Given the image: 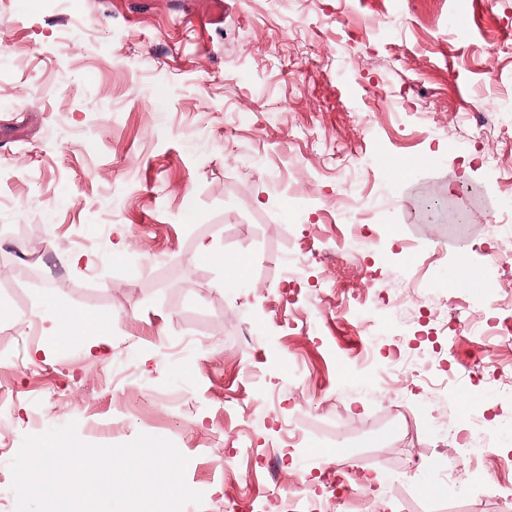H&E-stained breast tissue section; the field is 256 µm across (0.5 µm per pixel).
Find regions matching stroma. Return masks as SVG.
<instances>
[{"label": "stroma", "mask_w": 512, "mask_h": 512, "mask_svg": "<svg viewBox=\"0 0 512 512\" xmlns=\"http://www.w3.org/2000/svg\"><path fill=\"white\" fill-rule=\"evenodd\" d=\"M204 11V0H0V383L14 392L0 412V512H16L9 464L25 437L72 422L93 445L170 440L203 495L184 512H224L243 479L261 497L288 470L315 471L309 448L330 447L340 414L355 426L349 462L389 494L390 512H498L478 489L427 493L426 397L415 389L406 413L377 411L355 308L302 327L317 295L368 287L363 265L388 289L395 266L446 279L488 263L498 199L483 158L512 159V0H224L219 28L197 25ZM483 95L501 130L474 149L457 114ZM419 98L422 115L406 108ZM330 142L410 165L397 180L371 172L398 230H379L359 260L341 249L347 201ZM287 180L308 193L293 210L276 190ZM426 193L471 223H411ZM79 237L90 247L75 248ZM203 243L248 254L251 280L226 283ZM302 252L330 264L288 278L286 259ZM60 302L99 317L100 331L46 349ZM33 321L36 339L23 340ZM435 341L446 362L479 354L437 341L424 317L403 347ZM50 387L57 404L44 410ZM184 389L194 402L177 419L160 399ZM228 395L242 400L231 416ZM303 396L315 402L309 432L289 448L280 421ZM225 425L249 430L262 472L239 441L204 447ZM224 452L236 465L222 479L211 466Z\"/></svg>", "instance_id": "1"}]
</instances>
